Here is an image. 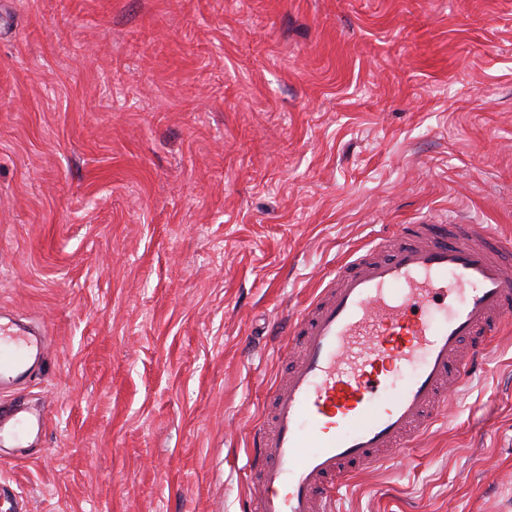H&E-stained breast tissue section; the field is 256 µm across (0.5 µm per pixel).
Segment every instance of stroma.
<instances>
[{"label":"stroma","instance_id":"stroma-1","mask_svg":"<svg viewBox=\"0 0 512 512\" xmlns=\"http://www.w3.org/2000/svg\"><path fill=\"white\" fill-rule=\"evenodd\" d=\"M512 238V0H0L1 387L27 512H247L325 273L398 224ZM333 512H512V323ZM27 333L21 329L0 326V373L19 371L25 364L30 349Z\"/></svg>","mask_w":512,"mask_h":512}]
</instances>
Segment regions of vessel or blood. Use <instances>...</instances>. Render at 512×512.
<instances>
[{"label": "vessel or blood", "mask_w": 512, "mask_h": 512, "mask_svg": "<svg viewBox=\"0 0 512 512\" xmlns=\"http://www.w3.org/2000/svg\"><path fill=\"white\" fill-rule=\"evenodd\" d=\"M512 318V240L475 224H400L327 275L288 328L293 351L251 438L249 512H327L353 475L448 413ZM27 333L0 326V373ZM407 381H399L402 371Z\"/></svg>", "instance_id": "vessel-or-blood-1"}]
</instances>
